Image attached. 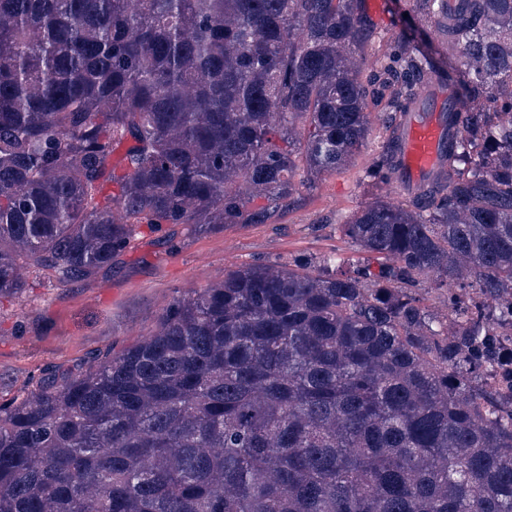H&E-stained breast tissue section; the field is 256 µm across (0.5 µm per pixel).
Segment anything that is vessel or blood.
I'll return each instance as SVG.
<instances>
[{"mask_svg": "<svg viewBox=\"0 0 512 512\" xmlns=\"http://www.w3.org/2000/svg\"><path fill=\"white\" fill-rule=\"evenodd\" d=\"M444 107L443 100L439 99L403 114L400 186H416L441 167L446 140Z\"/></svg>", "mask_w": 512, "mask_h": 512, "instance_id": "obj_1", "label": "vessel or blood"}]
</instances>
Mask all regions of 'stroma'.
<instances>
[{"label":"stroma","instance_id":"obj_1","mask_svg":"<svg viewBox=\"0 0 512 512\" xmlns=\"http://www.w3.org/2000/svg\"><path fill=\"white\" fill-rule=\"evenodd\" d=\"M380 10L371 19L374 34L361 51L364 74L383 71L404 40L434 63L447 65L434 29L415 12L413 0H380ZM391 95L390 88H376L367 138L350 164L314 177L297 173L290 205L276 209L267 223L203 230L180 224L169 246L141 228L113 270L82 287L62 288L37 277L22 297L1 299L0 400L34 390L46 373L71 377L95 356L131 347L155 332L174 298L207 287L225 272L325 256L339 262L357 259L339 224L379 197L394 205L409 201L407 190L377 174L389 135L385 119L394 113L388 105Z\"/></svg>","mask_w":512,"mask_h":512}]
</instances>
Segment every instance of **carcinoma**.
<instances>
[{
	"mask_svg": "<svg viewBox=\"0 0 512 512\" xmlns=\"http://www.w3.org/2000/svg\"><path fill=\"white\" fill-rule=\"evenodd\" d=\"M414 2L448 74L406 43L384 72L404 111L462 78L442 169L339 225L351 266L226 272L0 401V512H512V0ZM371 35L362 0H0V299L143 224L266 223L363 145Z\"/></svg>",
	"mask_w": 512,
	"mask_h": 512,
	"instance_id": "carcinoma-1",
	"label": "carcinoma"
}]
</instances>
